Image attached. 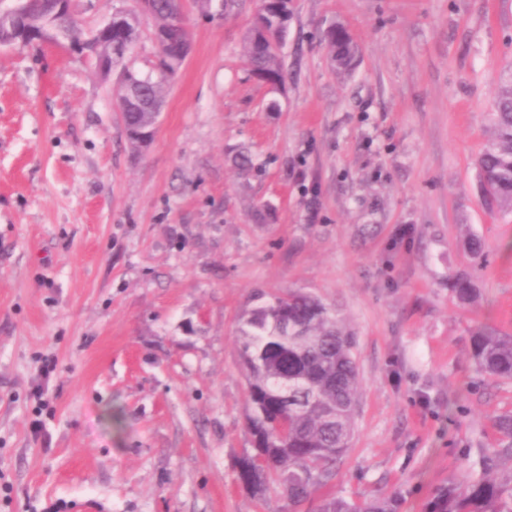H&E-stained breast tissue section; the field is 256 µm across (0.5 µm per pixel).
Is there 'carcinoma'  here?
Wrapping results in <instances>:
<instances>
[{
	"label": "carcinoma",
	"mask_w": 512,
	"mask_h": 512,
	"mask_svg": "<svg viewBox=\"0 0 512 512\" xmlns=\"http://www.w3.org/2000/svg\"><path fill=\"white\" fill-rule=\"evenodd\" d=\"M155 27L182 22L177 0H153ZM290 0L282 14L268 18L271 45L261 50L252 32L242 39L250 71L270 84L282 81L278 49L288 33ZM139 28L112 29V45L134 47ZM331 60L340 69L351 66L356 46L347 30L330 27L325 37ZM112 62L136 85L146 100L163 96L166 84L182 62L172 59L143 74L121 53ZM156 116L144 109L125 110V128L151 130ZM477 166L484 187V206L512 215V80L498 90L492 114L491 141L479 154ZM457 300L470 304L477 297L472 281L460 276L451 283ZM241 369L246 381L249 433L260 435V460H250L254 496L263 498L277 488L288 497L291 512L315 493L349 447L358 396V367L354 336L317 299L302 293L275 296L253 310L240 329ZM472 358L481 372L512 381V336L478 331L472 336ZM288 421V438L276 423ZM497 446L481 457V471L442 488L430 502V512H512V414L495 417ZM397 493L354 503L329 493L318 512H399Z\"/></svg>",
	"instance_id": "cac0c4a2"
}]
</instances>
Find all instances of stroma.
<instances>
[{
  "instance_id": "stroma-1",
  "label": "stroma",
  "mask_w": 512,
  "mask_h": 512,
  "mask_svg": "<svg viewBox=\"0 0 512 512\" xmlns=\"http://www.w3.org/2000/svg\"><path fill=\"white\" fill-rule=\"evenodd\" d=\"M256 9L183 0L191 50L140 151L118 74L0 46V512H288L236 480L260 291L311 295L355 337L328 490L429 512L512 411V383L471 358L475 331L512 334V219L483 207L476 165L512 78V0H292L276 91L241 52ZM334 22L358 48L346 72ZM461 274L473 304L449 289ZM331 25L326 32V43L329 48L331 60L340 69H347L355 57L356 46L347 30L340 26Z\"/></svg>"
}]
</instances>
